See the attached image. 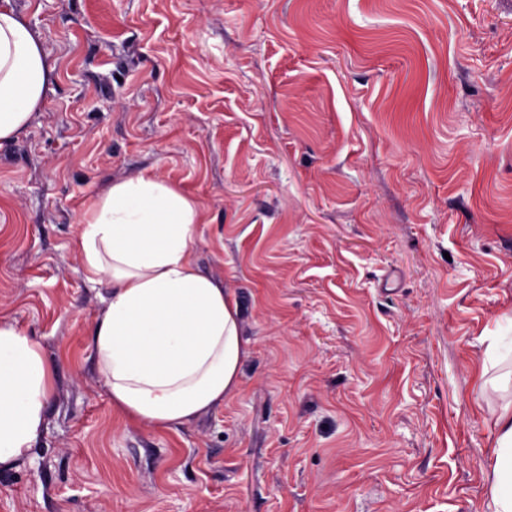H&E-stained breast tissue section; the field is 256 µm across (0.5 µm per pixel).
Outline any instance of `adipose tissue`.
I'll list each match as a JSON object with an SVG mask.
<instances>
[{"instance_id":"obj_1","label":"adipose tissue","mask_w":512,"mask_h":512,"mask_svg":"<svg viewBox=\"0 0 512 512\" xmlns=\"http://www.w3.org/2000/svg\"><path fill=\"white\" fill-rule=\"evenodd\" d=\"M51 66L34 31L0 5V144L17 139L47 100ZM199 203L140 172L113 178L80 221L77 254L87 279L112 288L93 324V351L113 407L157 429L223 405L247 356L238 308L191 258ZM53 391L39 343L0 316V466L38 440ZM490 512H512V405L494 420Z\"/></svg>"}]
</instances>
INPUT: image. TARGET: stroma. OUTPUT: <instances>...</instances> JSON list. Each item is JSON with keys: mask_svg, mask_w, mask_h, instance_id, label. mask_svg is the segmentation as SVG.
<instances>
[{"mask_svg": "<svg viewBox=\"0 0 512 512\" xmlns=\"http://www.w3.org/2000/svg\"><path fill=\"white\" fill-rule=\"evenodd\" d=\"M53 91L0 145V313L54 369L0 512H488L512 335V0H10ZM202 209L236 393L129 424L78 220L110 179Z\"/></svg>", "mask_w": 512, "mask_h": 512, "instance_id": "stroma-1", "label": "stroma"}]
</instances>
